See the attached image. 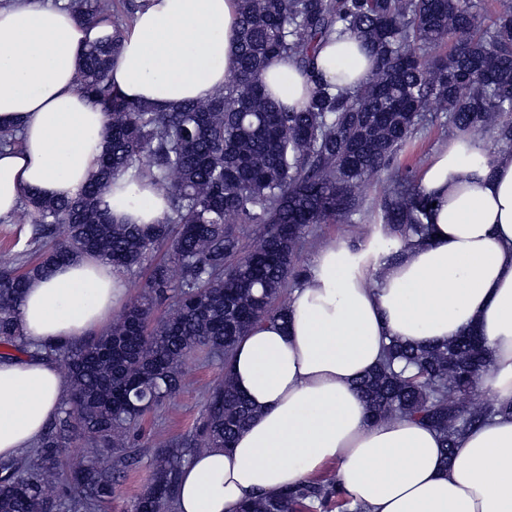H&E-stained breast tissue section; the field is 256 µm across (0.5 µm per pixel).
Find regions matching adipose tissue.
I'll return each mask as SVG.
<instances>
[{
    "label": "adipose tissue",
    "instance_id": "obj_1",
    "mask_svg": "<svg viewBox=\"0 0 512 512\" xmlns=\"http://www.w3.org/2000/svg\"><path fill=\"white\" fill-rule=\"evenodd\" d=\"M96 36L66 0L0 8V127H15L22 140L0 152V220L26 193L72 197L94 174L106 116L75 77ZM234 47V0H144L112 86L160 109L202 99L227 80ZM372 64L352 31L317 52L323 80L342 89L358 87ZM265 82L291 109L304 107L314 88L280 57ZM126 183L123 174L113 181L112 217L161 223L165 192L151 187L133 198ZM420 186L431 202L425 238L392 255L330 241L292 290L284 321L240 337L230 374L255 413L230 447L184 465L175 512H238L328 464L366 512H512V417L494 416L464 434L447 463L434 429L407 417L371 419L356 390L392 342L444 344L472 329L491 359L480 387L512 402V148L457 135L433 154ZM129 294L125 271L92 256L30 282L19 308L29 352L0 360L1 459L36 445L68 394L42 349L104 331Z\"/></svg>",
    "mask_w": 512,
    "mask_h": 512
}]
</instances>
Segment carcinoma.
Segmentation results:
<instances>
[{"instance_id":"1","label":"carcinoma","mask_w":512,"mask_h":512,"mask_svg":"<svg viewBox=\"0 0 512 512\" xmlns=\"http://www.w3.org/2000/svg\"><path fill=\"white\" fill-rule=\"evenodd\" d=\"M86 27L105 28L85 51L78 89L108 117L98 169L75 198L25 196L11 217L49 239L35 259L17 267L0 255V346L24 354L18 309L30 280L60 263L95 255L125 271L147 269L138 294L104 332L79 344L49 346L70 393L33 455L0 462V512H93L112 497L114 448L133 444L140 416L178 392L184 359L196 349L229 361L238 338L263 321L284 318L288 283H304L298 263L308 227L362 208L357 187L387 174L385 233L424 237L428 202L399 152L443 112L448 134H496L512 146V0H495L490 24L475 23L476 0H236V47L231 79L200 100L161 111L133 102L112 87V60L133 26L140 0H70ZM355 31L375 59L369 79L349 92L319 76L317 47ZM446 41V53L425 51ZM295 60L315 89L307 106L288 110L266 92L270 58ZM164 190L169 212L159 224L112 221L105 197L112 179ZM236 224L261 227L259 244L244 250ZM169 302L155 319L157 303ZM489 361L476 333L443 345L392 343L382 363L357 382L373 419L407 416L429 424L444 461L456 441L512 404L476 403L470 396ZM249 401L228 376L208 391L195 433L163 450L150 488L134 512H171L186 456L230 446L252 418ZM91 437L98 450L70 465L67 448ZM363 512L324 475L276 497L258 496L241 512Z\"/></svg>"}]
</instances>
